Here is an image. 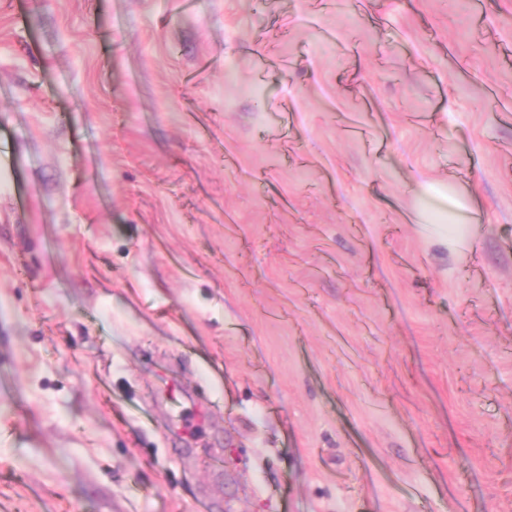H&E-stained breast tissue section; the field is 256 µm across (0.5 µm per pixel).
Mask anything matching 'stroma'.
<instances>
[{"label": "stroma", "instance_id": "obj_1", "mask_svg": "<svg viewBox=\"0 0 512 512\" xmlns=\"http://www.w3.org/2000/svg\"><path fill=\"white\" fill-rule=\"evenodd\" d=\"M0 140V512H512V0H0Z\"/></svg>", "mask_w": 512, "mask_h": 512}]
</instances>
